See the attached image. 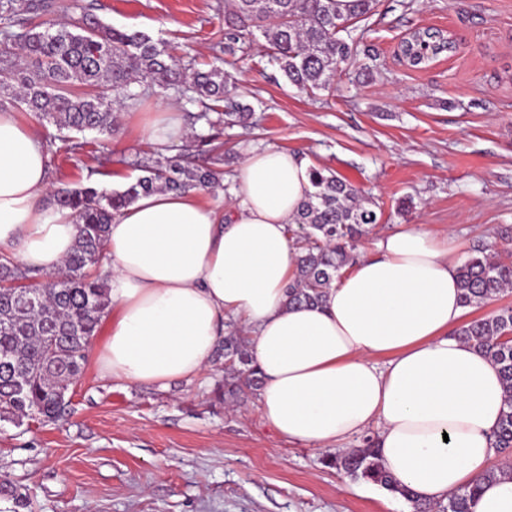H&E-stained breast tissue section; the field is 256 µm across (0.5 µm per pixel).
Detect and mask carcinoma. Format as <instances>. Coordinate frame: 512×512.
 <instances>
[{
    "label": "carcinoma",
    "mask_w": 512,
    "mask_h": 512,
    "mask_svg": "<svg viewBox=\"0 0 512 512\" xmlns=\"http://www.w3.org/2000/svg\"><path fill=\"white\" fill-rule=\"evenodd\" d=\"M376 0H353L347 11L336 0H231L220 51L262 36L271 58L288 82L300 91L329 87L340 64L353 58L352 47L339 36L340 26L361 20ZM68 22L44 18L46 3L30 5L31 16L18 17L13 0H0V62L12 50L22 51L24 64L13 71L14 85L0 84L11 100L58 130L112 134L114 112L140 101L142 86L171 88L200 107L192 118L204 122L209 134L200 136L205 160L189 165L179 157L136 162L142 175L121 190L105 191L79 184L57 188L49 203L73 212L81 232L61 273L37 285L26 284L28 271L11 261L0 262V420L20 425L25 418L56 421L67 411L62 403L86 361V348L112 300L101 266L103 242L112 217L140 195L155 191L184 192L220 187L224 144L217 132L248 120L250 106L226 92L230 75L225 60L207 70L187 72L180 56L166 44L141 31L119 30L75 3ZM447 51L443 38L421 36L412 42L408 64L421 68ZM69 150L100 162L89 142L65 137ZM312 191L301 202L295 224L302 245L296 258L297 276L290 286L292 304L322 300L341 270L356 259L357 242L379 223L361 191L334 173L310 168ZM463 303L478 305L512 287V264L498 259L493 248L479 250L458 270ZM512 332V307L463 325L457 335L484 351L499 367L507 392L495 447L501 464L484 475L487 481L512 479V343L501 340ZM224 359L231 362L228 391L254 392L262 379L244 340L224 337ZM325 464L354 481L374 484L406 497L381 462L373 436L366 435L349 450L328 453ZM477 486L448 495L442 512H470Z\"/></svg>",
    "instance_id": "obj_1"
}]
</instances>
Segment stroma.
Returning a JSON list of instances; mask_svg holds the SVG:
<instances>
[{
	"label": "stroma",
	"mask_w": 512,
	"mask_h": 512,
	"mask_svg": "<svg viewBox=\"0 0 512 512\" xmlns=\"http://www.w3.org/2000/svg\"><path fill=\"white\" fill-rule=\"evenodd\" d=\"M112 27L177 48L194 67L212 62L224 32V0H81ZM448 31L453 52L423 68L399 53L410 32ZM344 39L357 54L329 89L290 85L259 44L237 52L229 88L254 114L224 127V179L247 148L276 147L336 173L375 205L367 242L403 224L453 230L470 259L480 244L512 257V0H378ZM185 101L156 89L110 135L89 134L103 174H89L61 132L49 184L116 190L138 176L136 155L155 152L147 120ZM224 362L167 387L104 379L94 360L70 389L66 414L17 427L0 421V512H399L395 494L327 467L320 448L291 444L263 420L256 399L221 398Z\"/></svg>",
	"instance_id": "35a3bbf8"
}]
</instances>
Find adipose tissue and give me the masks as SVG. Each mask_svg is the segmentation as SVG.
<instances>
[{
  "instance_id": "ef3b65f1",
  "label": "adipose tissue",
  "mask_w": 512,
  "mask_h": 512,
  "mask_svg": "<svg viewBox=\"0 0 512 512\" xmlns=\"http://www.w3.org/2000/svg\"><path fill=\"white\" fill-rule=\"evenodd\" d=\"M46 136L0 110V255L58 273L79 226L44 203ZM237 203L191 189L140 196L104 241L112 312L101 377L166 387L197 378L224 334L244 325L262 378L264 421L288 442L347 448L370 428L384 467L414 500L468 485L471 512H512V480H485L505 408L499 369L456 334L459 240L406 224L372 243L321 303L293 305L287 226L311 188L292 151L250 149Z\"/></svg>"
}]
</instances>
